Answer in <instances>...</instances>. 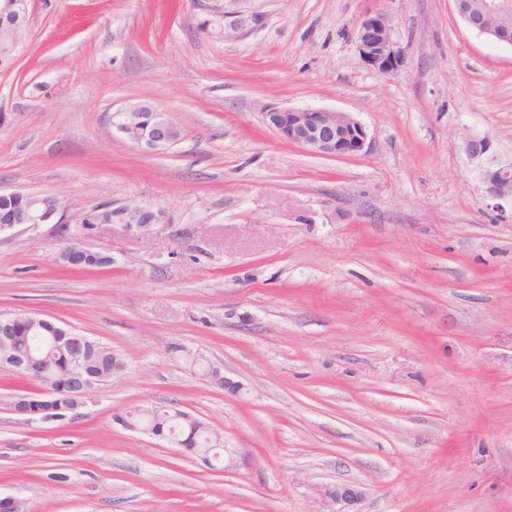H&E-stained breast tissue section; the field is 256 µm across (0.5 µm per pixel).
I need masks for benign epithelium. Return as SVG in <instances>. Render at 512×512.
<instances>
[{"mask_svg":"<svg viewBox=\"0 0 512 512\" xmlns=\"http://www.w3.org/2000/svg\"><path fill=\"white\" fill-rule=\"evenodd\" d=\"M252 0H224V28L238 38L253 32L263 23L262 13L250 7ZM29 0H0V22L26 30ZM499 15L504 19L502 26L493 29L487 26L486 18ZM459 18L472 31L485 35L499 43L512 44V0H483L477 11L462 12ZM355 46L363 61L382 74L396 72L404 63L402 48L392 37V19L385 13L375 12L366 15L358 25ZM264 122L283 140L299 145L312 153L330 157H349L360 153L368 138L366 128L345 112L324 109H297L269 106L262 112ZM113 131L122 138L152 153H163L180 140L173 129L168 113L146 102L132 103L121 107L110 117ZM464 154L476 164L487 193L495 201L494 209L505 212L512 207V161L501 160L493 149V142L487 134H471L462 143ZM10 195L19 199L18 205L5 217L0 229L10 230L25 224L54 225L56 240L61 245L60 261L71 268L85 263L92 250L71 243L79 237H87L98 228L73 230L63 219V202L53 194H34L12 191ZM154 224H127L126 230L136 236H149L157 224L166 221L163 209H156ZM26 319L29 333L41 332L53 321L30 314L0 315V351L8 352L7 358L12 369H19L32 378L45 372L44 363L27 353L12 349L14 325ZM60 347L66 349L71 358L67 380V394L75 403L65 409L68 414L82 407L93 390L103 383V378L88 373L78 360L90 338L72 329H65L54 337ZM11 410L30 420L35 417L51 418L58 410L48 407H34L27 396H17L11 402ZM322 496L333 502L349 504L356 493L348 487L327 488Z\"/></svg>","mask_w":512,"mask_h":512,"instance_id":"1","label":"benign epithelium"}]
</instances>
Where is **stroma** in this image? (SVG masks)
Wrapping results in <instances>:
<instances>
[{"instance_id": "35a3bbf8", "label": "stroma", "mask_w": 512, "mask_h": 512, "mask_svg": "<svg viewBox=\"0 0 512 512\" xmlns=\"http://www.w3.org/2000/svg\"><path fill=\"white\" fill-rule=\"evenodd\" d=\"M224 37V0H31L0 67V190L52 193L65 215L130 199L165 210L148 237L105 224L71 270L52 227L0 233V314L72 327L125 368L76 415L25 421L35 382L0 367V493L26 512H512V214L463 153L489 134L512 160V45L452 0H257ZM388 14L406 62L355 47ZM152 102L167 151L106 117ZM350 113L364 150L286 142L265 106ZM201 366H191V358ZM223 374L217 387L206 368ZM138 405L217 433L224 466L126 430ZM253 0H224V30H230L235 38L242 37L259 28L263 15L252 9ZM392 19L385 13L366 15L358 25L355 46L363 61L382 74L396 72L404 63L402 48L392 37Z\"/></svg>"}]
</instances>
